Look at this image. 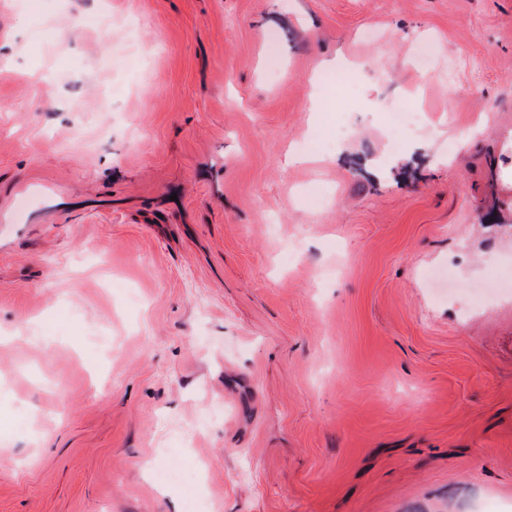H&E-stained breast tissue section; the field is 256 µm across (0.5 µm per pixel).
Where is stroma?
I'll return each instance as SVG.
<instances>
[{
	"label": "stroma",
	"mask_w": 512,
	"mask_h": 512,
	"mask_svg": "<svg viewBox=\"0 0 512 512\" xmlns=\"http://www.w3.org/2000/svg\"><path fill=\"white\" fill-rule=\"evenodd\" d=\"M0 60V512H512V297L424 280L512 274V0H0Z\"/></svg>",
	"instance_id": "obj_1"
}]
</instances>
